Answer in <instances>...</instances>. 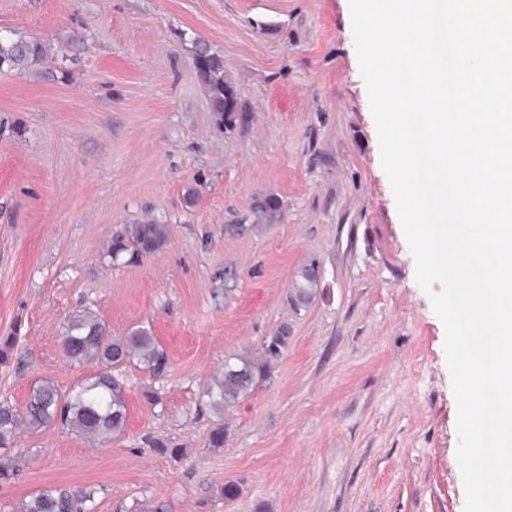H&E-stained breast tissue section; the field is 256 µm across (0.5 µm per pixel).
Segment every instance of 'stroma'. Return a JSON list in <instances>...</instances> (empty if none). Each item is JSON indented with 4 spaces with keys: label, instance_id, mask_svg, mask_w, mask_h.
<instances>
[{
    "label": "stroma",
    "instance_id": "1",
    "mask_svg": "<svg viewBox=\"0 0 512 512\" xmlns=\"http://www.w3.org/2000/svg\"><path fill=\"white\" fill-rule=\"evenodd\" d=\"M0 29L55 50L0 72V338L16 339L0 401L92 373L62 348L87 307L168 356L159 376L127 367L119 439L23 436L0 512L50 486L91 491L94 512H464L445 330L382 169L348 0H0ZM74 31L85 47L62 60ZM198 39L224 56L235 124L210 108ZM265 197L278 223H255ZM148 219L166 244L112 260L116 232ZM313 260L315 297L293 310ZM283 324L270 379L226 419L201 410L225 354ZM318 287L316 262L311 261L296 275L290 294V303L294 310L305 308L310 304Z\"/></svg>",
    "mask_w": 512,
    "mask_h": 512
}]
</instances>
